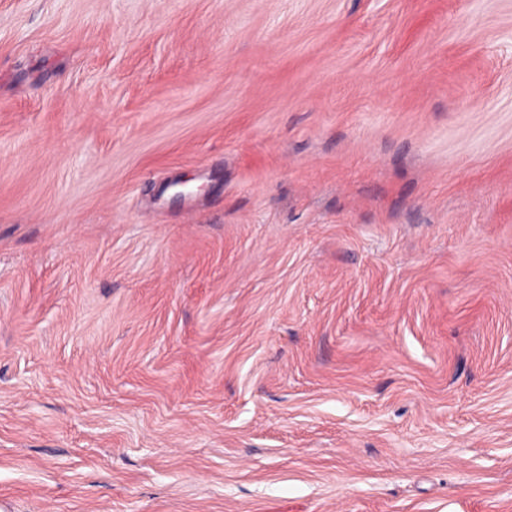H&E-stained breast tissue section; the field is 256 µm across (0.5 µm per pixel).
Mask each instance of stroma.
Segmentation results:
<instances>
[{
  "label": "stroma",
  "mask_w": 512,
  "mask_h": 512,
  "mask_svg": "<svg viewBox=\"0 0 512 512\" xmlns=\"http://www.w3.org/2000/svg\"><path fill=\"white\" fill-rule=\"evenodd\" d=\"M0 512H512V0H0Z\"/></svg>",
  "instance_id": "35a3bbf8"
}]
</instances>
